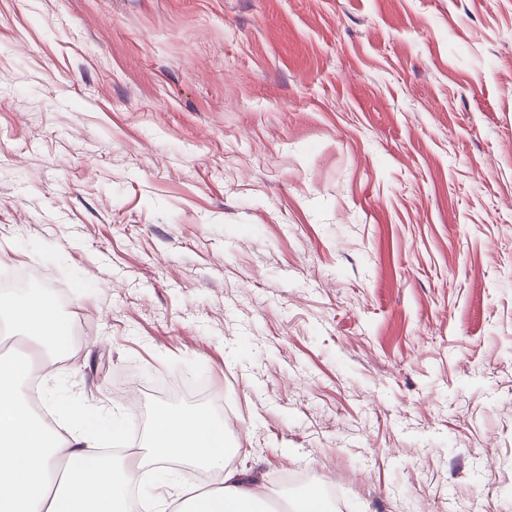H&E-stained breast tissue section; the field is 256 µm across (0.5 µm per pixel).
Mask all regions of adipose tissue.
Listing matches in <instances>:
<instances>
[{
	"label": "adipose tissue",
	"mask_w": 512,
	"mask_h": 512,
	"mask_svg": "<svg viewBox=\"0 0 512 512\" xmlns=\"http://www.w3.org/2000/svg\"><path fill=\"white\" fill-rule=\"evenodd\" d=\"M0 320L40 348L45 363L73 351L62 305L1 293ZM28 374L24 366L0 365V512H131L129 484L135 469L150 464L165 475L174 462L221 474L211 491L178 486L184 512H267L265 494L226 469L232 450L213 410L159 409L148 458L135 459L121 471L114 456L94 452L96 425L66 438L33 412L22 386Z\"/></svg>",
	"instance_id": "obj_1"
}]
</instances>
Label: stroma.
<instances>
[{
	"mask_svg": "<svg viewBox=\"0 0 512 512\" xmlns=\"http://www.w3.org/2000/svg\"><path fill=\"white\" fill-rule=\"evenodd\" d=\"M145 451L221 401L282 512H512V0H0V272ZM292 512H331L328 500L325 497L321 485L309 486L302 493L294 496L291 500Z\"/></svg>",
	"mask_w": 512,
	"mask_h": 512,
	"instance_id": "obj_1",
	"label": "stroma"
}]
</instances>
